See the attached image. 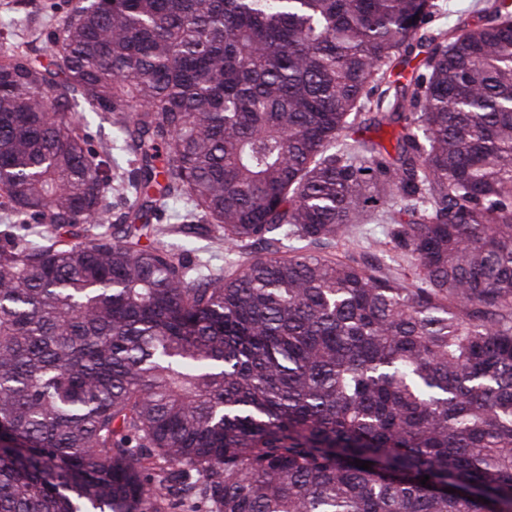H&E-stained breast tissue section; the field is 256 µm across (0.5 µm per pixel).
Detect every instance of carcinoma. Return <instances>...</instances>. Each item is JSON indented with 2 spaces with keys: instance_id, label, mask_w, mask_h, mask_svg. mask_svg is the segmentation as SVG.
I'll use <instances>...</instances> for the list:
<instances>
[{
  "instance_id": "obj_1",
  "label": "carcinoma",
  "mask_w": 512,
  "mask_h": 512,
  "mask_svg": "<svg viewBox=\"0 0 512 512\" xmlns=\"http://www.w3.org/2000/svg\"><path fill=\"white\" fill-rule=\"evenodd\" d=\"M13 5L0 512H512V0ZM485 2L486 0H455L459 14L448 15V10L444 7L439 8L431 18L428 27L433 30L447 29L456 22L460 14L469 22L475 23L479 21L481 11L487 6ZM205 224H198L195 229L190 230L191 233H175L172 238L177 243L190 240L197 248V254L208 259L211 269L214 272H227V256L224 245H217L205 230ZM367 228L371 229V235L381 240L383 243L371 249L379 259L381 267L385 271H389L395 275L401 276L406 262L400 254L392 248V244L384 243L383 228L380 224H367Z\"/></svg>"
}]
</instances>
